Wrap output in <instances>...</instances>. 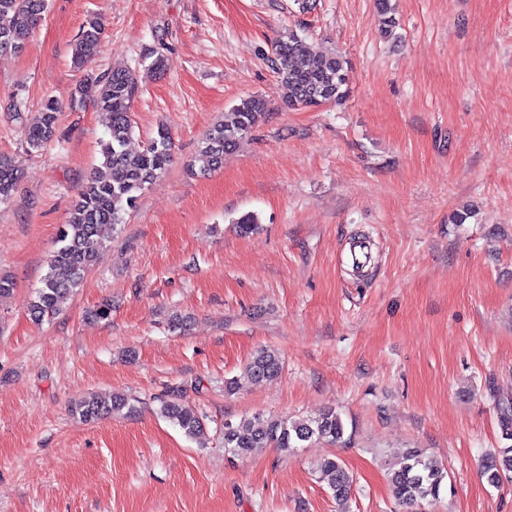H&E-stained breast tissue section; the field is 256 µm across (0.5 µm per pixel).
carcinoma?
Masks as SVG:
<instances>
[{
  "label": "carcinoma",
  "instance_id": "cac0c4a2",
  "mask_svg": "<svg viewBox=\"0 0 512 512\" xmlns=\"http://www.w3.org/2000/svg\"><path fill=\"white\" fill-rule=\"evenodd\" d=\"M47 10V0H0V58L20 53L33 31L40 25ZM381 17V33L392 35L397 21L390 0H376ZM104 35L100 15L88 16L73 48L72 62L84 67L96 54ZM269 69L277 81L288 89L290 109L340 104L348 96L349 60L335 51L319 53L307 37L294 31L276 39L265 55ZM142 76L129 68H114L97 76V105L109 115L108 138L101 144V168L91 172L74 203L67 223L63 225L60 246L54 251L49 271L35 289L28 312L36 322L60 314L68 300L80 287L85 273L97 253L104 247L101 227L126 223V215L138 197L153 181L164 175L173 158V141L169 129L158 127L143 149L130 154L127 143L134 126L129 107L137 94ZM62 111L56 99L46 100L37 119L23 126L26 152L41 151L57 134V113ZM267 112V101L260 95L250 96L233 106L229 121L217 122L201 141L202 170L219 168L224 154L234 150L255 127L258 118ZM21 178V169L0 159V205L6 203ZM282 369L281 360L272 349H261L247 365L254 379H273ZM129 406L120 394L108 397L90 396L71 405V414L83 423H94ZM502 437L512 441V403L495 402ZM161 415L177 426L185 436L197 439L204 435L206 424L193 408L179 399L162 402ZM344 435L340 416L328 411L317 418L289 421L270 419L256 422L243 418L237 423H224V451L234 457H248L267 448L288 454L300 442L313 437L332 442ZM317 471L327 479L338 512H346L351 499L354 479L342 460L325 458ZM481 475L498 487L503 479L512 478V444L487 458ZM448 471L430 458L421 448H408L401 454L399 467L389 473L393 497L400 512H416L428 499H436L445 489Z\"/></svg>",
  "mask_w": 512,
  "mask_h": 512
}]
</instances>
